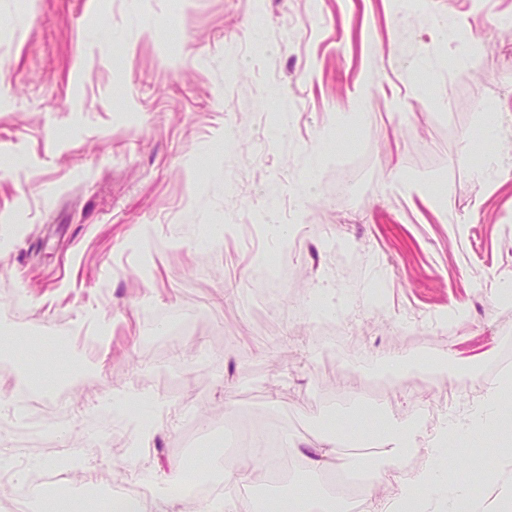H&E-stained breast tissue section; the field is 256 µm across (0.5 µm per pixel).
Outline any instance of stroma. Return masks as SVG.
I'll return each instance as SVG.
<instances>
[{"label": "stroma", "mask_w": 512, "mask_h": 512, "mask_svg": "<svg viewBox=\"0 0 512 512\" xmlns=\"http://www.w3.org/2000/svg\"><path fill=\"white\" fill-rule=\"evenodd\" d=\"M425 3L0 0V347L62 336L98 367L62 441L87 470L172 472L252 413L299 439L339 415L417 414L435 395L406 381L425 371L381 364L400 347L461 366L446 415L506 382L512 0ZM234 121L243 137L225 141ZM352 173L347 203L336 184ZM268 206L295 249L249 235ZM272 251L295 284L271 304L256 262ZM323 287L344 303L342 351L308 311ZM179 318L193 328L142 349ZM124 389L167 404L149 452L86 460L93 408ZM446 463L452 485L493 476L473 440Z\"/></svg>", "instance_id": "stroma-1"}]
</instances>
